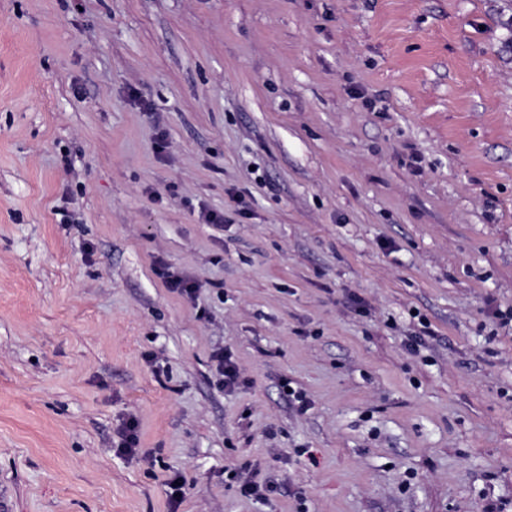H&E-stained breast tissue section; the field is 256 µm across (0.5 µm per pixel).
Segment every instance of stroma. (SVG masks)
<instances>
[{"label": "stroma", "instance_id": "1", "mask_svg": "<svg viewBox=\"0 0 512 512\" xmlns=\"http://www.w3.org/2000/svg\"><path fill=\"white\" fill-rule=\"evenodd\" d=\"M511 306L512 0H0L11 512L512 504ZM212 361L220 387L232 390L239 385V370L228 349L216 350ZM224 473L227 474L229 480L239 484L241 491L246 496L266 497L277 488L270 481L260 482L255 480L252 474L246 473V468L228 467Z\"/></svg>", "mask_w": 512, "mask_h": 512}]
</instances>
